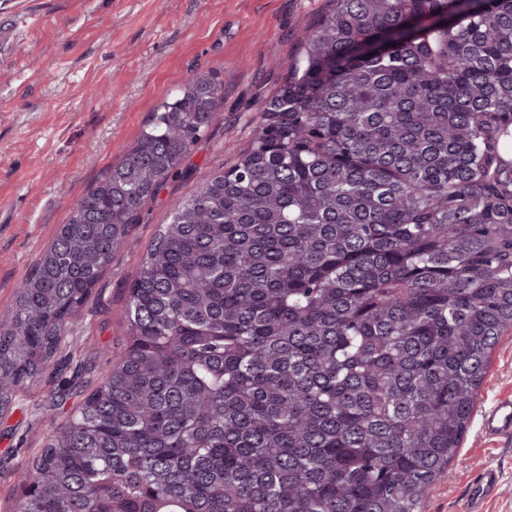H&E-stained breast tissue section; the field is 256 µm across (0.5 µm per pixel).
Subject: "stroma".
I'll use <instances>...</instances> for the list:
<instances>
[{"instance_id":"1","label":"stroma","mask_w":512,"mask_h":512,"mask_svg":"<svg viewBox=\"0 0 512 512\" xmlns=\"http://www.w3.org/2000/svg\"><path fill=\"white\" fill-rule=\"evenodd\" d=\"M324 0H0V313L77 201L136 140L156 105L198 75L223 87L216 118L179 171L142 208L127 244L69 324L56 362L0 415V512L55 429L100 383L127 344L124 311L141 260L175 202L229 170L258 109L278 88L301 29ZM28 12L38 27L15 37ZM512 396V334L495 346L477 407ZM488 464L502 473L487 512H512V438L486 439L479 419L460 457L428 488L420 512H463Z\"/></svg>"}]
</instances>
